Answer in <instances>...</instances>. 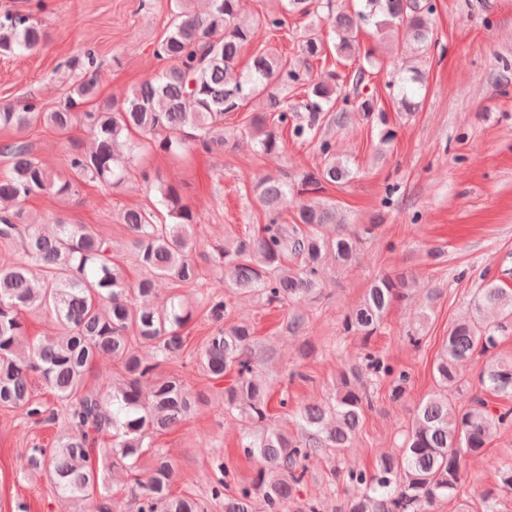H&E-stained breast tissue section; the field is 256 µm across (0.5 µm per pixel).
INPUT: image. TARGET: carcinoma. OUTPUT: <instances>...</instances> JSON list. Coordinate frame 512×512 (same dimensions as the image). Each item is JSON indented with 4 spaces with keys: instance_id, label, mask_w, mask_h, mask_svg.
Returning a JSON list of instances; mask_svg holds the SVG:
<instances>
[{
    "instance_id": "cac0c4a2",
    "label": "carcinoma",
    "mask_w": 512,
    "mask_h": 512,
    "mask_svg": "<svg viewBox=\"0 0 512 512\" xmlns=\"http://www.w3.org/2000/svg\"><path fill=\"white\" fill-rule=\"evenodd\" d=\"M171 21L156 44L155 56L166 62L156 75L133 87L120 103L103 102L93 111L84 105L95 100L96 81L87 73L96 65L88 50L67 69L77 73L64 105L43 112L33 101L0 104V127L20 137L0 148L9 168L0 176V241L19 245V257L0 266V409H20L37 423L62 421L65 430L53 446L28 449L23 476H44L64 512H83L96 499L98 512H113L116 478L130 488L135 512H207L205 502L176 495L177 467L163 450H151L150 439L186 420L200 403L182 376L165 373L163 365L189 356L190 367L220 379L235 373L224 387V412L245 426L241 449L259 467L248 483L236 482L232 471L218 465L210 497L224 500V512H281V505L306 476L307 461L325 455L341 458L358 434L365 410L371 407L369 384L392 379L400 396L410 379L405 370L394 373L370 345L383 320L397 302L409 298L412 282L403 274L376 276L362 299L340 320L343 336H359L365 353L360 363L344 370L333 397L304 404L296 411L294 433L270 426L274 383L256 371L252 358L253 328L246 323L225 324L233 297L252 295L268 305L295 306L317 299L325 288V268L333 260L345 268L356 258L375 225L348 224L336 204L317 194L352 177L348 161L336 157L331 128H341L357 111L363 119L386 123L378 99L367 95L347 107L345 76L330 70L309 78L312 60L335 49L337 59L360 55L357 34L365 25L381 32L402 29L415 50L428 52L437 43L431 23L433 0H362L359 10L327 18L336 35L329 45L322 21L312 20L290 65L273 49L254 54L239 67L244 48L264 33L282 28L288 16L312 15L313 0H276L278 10L251 19L240 13V0H207L203 13L195 0H171ZM43 24L30 13H0V56L33 53L47 41ZM351 73L354 90L375 67L371 54ZM425 75L411 65L391 81L392 102L410 116L419 107ZM304 87L305 122L292 126V136L317 141L322 165L294 182L288 177H265L252 185L269 217L242 237L212 248V260L224 267V293L207 288L193 258L199 219L183 191L160 176L140 172L155 192L151 208H131L121 215L129 246L145 275L128 283L112 244L92 224L56 219L50 231L25 207L32 196L52 195L63 202L79 192L83 182L109 190L131 178L140 143L138 132L151 148L165 155L224 151L239 136H248L262 154L283 151L280 128L288 126L292 105L286 92ZM261 104L243 125H226L247 102ZM82 122L91 136L88 149L65 155V173L49 169L21 137L41 123L66 134ZM293 223L282 214L295 197ZM336 226L331 237L321 232ZM161 281L172 291L157 305L140 304ZM197 291L201 306L215 323L196 352L186 354L185 327L194 307L184 293ZM469 318L448 328L432 373L436 388L415 408L399 448L385 453L372 471L342 472L343 483L359 494L346 499L342 512H430L451 501L463 481L465 457L485 448L493 433L512 425V411L498 414L476 397L464 410L448 400V388L462 383L463 368L476 354L486 357L482 384L501 396L512 395V358L497 348L500 335L512 327V292L487 279L474 293ZM48 312L61 331L50 336L27 335L24 315ZM292 336H302L308 319L293 313L285 324ZM148 348L151 356L141 350ZM106 356L125 374L119 387L88 385L92 364ZM39 382L55 400L52 407L33 390ZM112 441L99 442L103 434ZM496 488L512 493V460L494 464Z\"/></svg>"
}]
</instances>
